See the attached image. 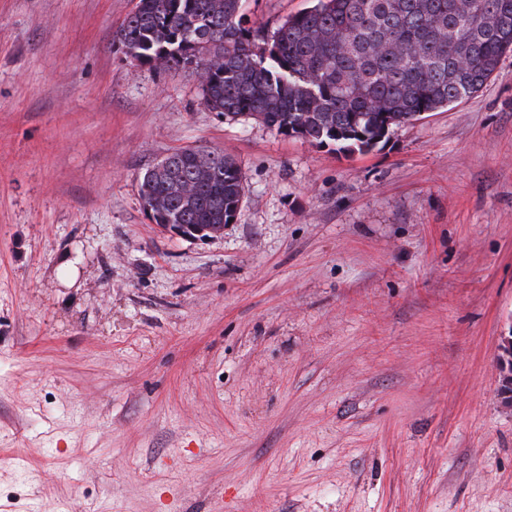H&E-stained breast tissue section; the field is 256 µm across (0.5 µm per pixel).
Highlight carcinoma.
<instances>
[{"label":"carcinoma","instance_id":"cac0c4a2","mask_svg":"<svg viewBox=\"0 0 512 512\" xmlns=\"http://www.w3.org/2000/svg\"><path fill=\"white\" fill-rule=\"evenodd\" d=\"M246 2L137 0L113 44L139 66L195 64L213 112L345 155L473 96L512 53V0H315L273 29L250 23ZM244 193L217 151L177 150L139 179L142 206L162 203L157 224H225Z\"/></svg>","mask_w":512,"mask_h":512}]
</instances>
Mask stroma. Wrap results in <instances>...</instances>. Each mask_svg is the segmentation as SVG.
Returning a JSON list of instances; mask_svg holds the SVG:
<instances>
[{
	"instance_id": "35a3bbf8",
	"label": "stroma",
	"mask_w": 512,
	"mask_h": 512,
	"mask_svg": "<svg viewBox=\"0 0 512 512\" xmlns=\"http://www.w3.org/2000/svg\"><path fill=\"white\" fill-rule=\"evenodd\" d=\"M134 6L0 0V512H512V53L345 156L134 66ZM180 149L241 169L221 237L143 210ZM497 373L500 379L498 395L503 399L504 407L511 410L512 407V325L508 334L501 336L499 356L497 360Z\"/></svg>"
}]
</instances>
